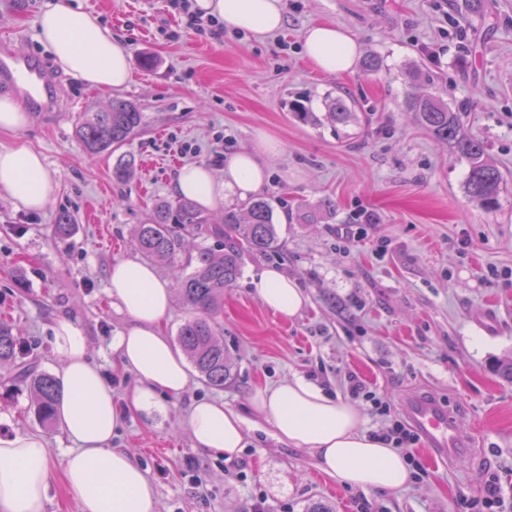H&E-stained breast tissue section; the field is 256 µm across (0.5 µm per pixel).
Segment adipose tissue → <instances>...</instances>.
Wrapping results in <instances>:
<instances>
[{
  "instance_id": "1",
  "label": "adipose tissue",
  "mask_w": 512,
  "mask_h": 512,
  "mask_svg": "<svg viewBox=\"0 0 512 512\" xmlns=\"http://www.w3.org/2000/svg\"><path fill=\"white\" fill-rule=\"evenodd\" d=\"M196 6L227 28L258 34L280 30L284 20L283 0H197ZM36 28L38 41L65 73L102 92L128 84L131 56L95 14L49 0ZM358 53L357 40L344 28L318 24L304 35V55L319 72H346ZM224 175L220 181L208 166L187 165L175 191L211 209L223 200L225 185L243 195L256 191L265 181L266 167L258 153H229ZM57 188L41 153L21 144L0 145V190L17 207L41 211ZM253 285L261 303L282 318H293L303 306L299 284L278 269H265ZM108 288L130 319L115 338L117 366L133 372L137 384L125 408H118L111 386L89 356L82 327L69 320L57 323L52 344L62 357L58 412L64 433L75 444L63 482L76 494L80 512H158L146 471L129 451L113 447L112 439L124 413L159 410L164 399L180 397L188 387L185 360L164 333L172 284L152 264L127 259L112 265ZM251 406L277 441L312 451L319 468L342 485L396 491L412 479L405 455L365 428L356 405L327 395L305 378L257 389ZM185 423L197 447L232 458L246 446L247 421L224 402H194ZM52 480L51 452L43 438L17 433L0 439V512H45Z\"/></svg>"
}]
</instances>
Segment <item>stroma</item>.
Instances as JSON below:
<instances>
[{"instance_id":"1","label":"stroma","mask_w":512,"mask_h":512,"mask_svg":"<svg viewBox=\"0 0 512 512\" xmlns=\"http://www.w3.org/2000/svg\"><path fill=\"white\" fill-rule=\"evenodd\" d=\"M47 2L0 0V54L27 53L56 81L48 109L31 110L22 130L0 131V144L40 151L58 183L39 212L0 191V319L23 336L39 370L61 364L53 327L77 322L123 404L137 378L116 367L113 342L129 319L107 285L113 263L139 256L134 225L154 200L174 199L183 166L204 164L220 178L225 154L274 142L262 156L260 193L281 200V250L244 255L224 291L231 380L217 390L191 373L181 397L166 399L163 412L125 417L113 440L146 470L160 512H250L260 499L270 512H487L480 499L493 473L507 492L500 512H512V382L494 371L512 358V0H284L280 31L220 37L176 26L166 0H69L98 14L130 51L131 80L111 92L54 66L36 38ZM314 23L358 41L349 72L318 73L306 61L303 36ZM372 55L381 62L375 75L361 64ZM421 88L461 107L465 131L502 172L493 212L469 199L465 159L407 110L408 93ZM337 95L356 104L348 122L328 116ZM116 99L145 115L122 148L136 158L122 183L112 178L119 153L88 151L77 136L85 113ZM296 103L316 122L294 117ZM365 211L374 223H362ZM64 213L74 229L61 239L54 226ZM269 267L304 292L292 319L254 292ZM350 372L402 420L407 400L435 398L470 447L447 462L415 447L420 472L408 487L363 491L328 478L310 450L277 441L269 425L248 431L247 448L229 461L195 447L182 424L199 399L249 414L256 388L296 376L344 398ZM31 401L26 390L0 399V438L42 436L55 473L46 512H79L61 478L73 443L60 425L42 426Z\"/></svg>"}]
</instances>
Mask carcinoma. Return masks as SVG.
Segmentation results:
<instances>
[{"label": "carcinoma", "mask_w": 512, "mask_h": 512, "mask_svg": "<svg viewBox=\"0 0 512 512\" xmlns=\"http://www.w3.org/2000/svg\"><path fill=\"white\" fill-rule=\"evenodd\" d=\"M406 106L417 124L466 159L469 170L465 182L467 195L485 210L497 205L504 177L485 159L482 142L468 136L461 126L459 112L443 100L427 94H411ZM144 125V114L130 102L112 101L105 112H89L80 122L77 134L91 152L106 151L124 145ZM135 165L130 154L118 157L112 177L124 181ZM274 197H257L239 212L224 213V223L207 227L213 244H202L195 253L185 250L181 230L207 223L195 202L187 198L160 200L149 212L147 222L136 225L134 243L142 256L179 265L185 271L180 293L191 310L177 333V343L185 352L202 380L210 387L224 388L231 368L219 340V316L224 309V289L241 274V251L271 254L279 250L275 222ZM23 345L14 327L0 323V368L9 366V382L27 389L32 396L35 418L42 424L55 420L58 389L48 372H38L23 361Z\"/></svg>", "instance_id": "obj_1"}]
</instances>
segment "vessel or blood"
Segmentation results:
<instances>
[{
	"mask_svg": "<svg viewBox=\"0 0 512 512\" xmlns=\"http://www.w3.org/2000/svg\"><path fill=\"white\" fill-rule=\"evenodd\" d=\"M0 82L11 84L34 103L48 96L51 80L42 67L21 53L0 55ZM406 410L425 445L441 457L453 458L463 452L465 435L442 405L427 397L408 400Z\"/></svg>",
	"mask_w": 512,
	"mask_h": 512,
	"instance_id": "1",
	"label": "vessel or blood"
}]
</instances>
